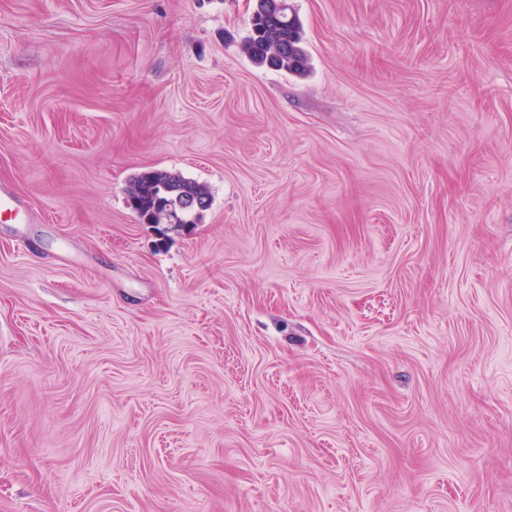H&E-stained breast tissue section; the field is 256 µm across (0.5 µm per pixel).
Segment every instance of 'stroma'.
Segmentation results:
<instances>
[{
  "label": "stroma",
  "instance_id": "obj_1",
  "mask_svg": "<svg viewBox=\"0 0 512 512\" xmlns=\"http://www.w3.org/2000/svg\"><path fill=\"white\" fill-rule=\"evenodd\" d=\"M288 2L0 0V512H512V0ZM242 51L253 63L276 71L304 76L310 60L303 46L300 20L290 9L278 13L267 8L268 0H256ZM127 205L136 214L142 224H159L164 221L159 203L165 201L168 205L169 215L178 220H166L163 225L180 226V224H196L203 213L187 207V201L197 198L209 201L211 197L204 185L185 178L178 172L154 169L133 177L126 188ZM195 214V216H191ZM190 217V219H189Z\"/></svg>",
  "mask_w": 512,
  "mask_h": 512
}]
</instances>
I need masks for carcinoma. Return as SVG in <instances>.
<instances>
[{"instance_id": "cac0c4a2", "label": "carcinoma", "mask_w": 512, "mask_h": 512, "mask_svg": "<svg viewBox=\"0 0 512 512\" xmlns=\"http://www.w3.org/2000/svg\"><path fill=\"white\" fill-rule=\"evenodd\" d=\"M268 0H256L242 51L253 63L276 71L304 76L310 60L303 46V29L295 13L282 14L267 8ZM127 205L142 224H159V203L168 205L169 215L180 224H196L202 218L187 201L211 200L205 186L178 172L154 169L133 177L126 188Z\"/></svg>"}]
</instances>
